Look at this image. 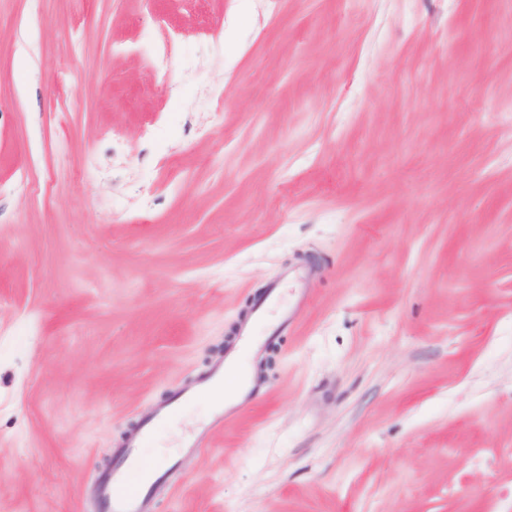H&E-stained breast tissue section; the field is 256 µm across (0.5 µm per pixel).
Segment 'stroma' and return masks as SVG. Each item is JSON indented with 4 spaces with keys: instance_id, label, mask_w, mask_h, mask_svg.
Wrapping results in <instances>:
<instances>
[{
    "instance_id": "obj_1",
    "label": "stroma",
    "mask_w": 512,
    "mask_h": 512,
    "mask_svg": "<svg viewBox=\"0 0 512 512\" xmlns=\"http://www.w3.org/2000/svg\"><path fill=\"white\" fill-rule=\"evenodd\" d=\"M303 265L154 512H512V0H0V512H85ZM296 279V274L288 269L283 271L277 282L273 283L267 292L254 304L251 313L241 321L238 327V336L240 342L254 350L256 356L260 355V345L253 338L255 336L254 327L257 323L267 320V314L270 308L281 302L283 287L292 283ZM301 289V290H300ZM296 289L292 300L282 308L281 316L271 335L277 332H288L293 323L298 319L302 308L307 303V288Z\"/></svg>"
}]
</instances>
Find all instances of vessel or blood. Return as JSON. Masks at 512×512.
I'll return each mask as SVG.
<instances>
[{"instance_id":"b4317fda","label":"vessel or blood","mask_w":512,"mask_h":512,"mask_svg":"<svg viewBox=\"0 0 512 512\" xmlns=\"http://www.w3.org/2000/svg\"><path fill=\"white\" fill-rule=\"evenodd\" d=\"M295 278V272L283 271L278 282L273 283L254 304L250 315L238 327L243 345L255 347L254 327L266 321L268 311L273 306L282 308L276 331L286 332L298 319L307 303V290H298L289 303L281 301L284 286ZM237 365L234 352H225L223 359L213 364L206 373L177 385L168 400L153 405L143 415L139 427L113 448L111 468L97 475L90 490L94 512H153L155 489L172 485L184 461L197 457L207 448L211 431L224 427L233 417L248 409L258 394L260 387L257 380L247 379L236 397L230 400L224 398V378ZM202 397L211 399L213 413L183 439L175 461L161 471L146 465L139 453L140 448L174 415Z\"/></svg>"}]
</instances>
